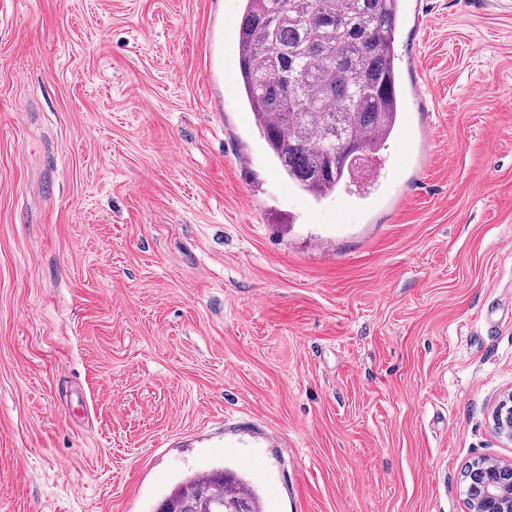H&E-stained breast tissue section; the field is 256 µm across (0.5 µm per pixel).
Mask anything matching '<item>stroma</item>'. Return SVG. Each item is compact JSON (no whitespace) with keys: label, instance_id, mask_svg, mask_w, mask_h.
Wrapping results in <instances>:
<instances>
[{"label":"stroma","instance_id":"stroma-1","mask_svg":"<svg viewBox=\"0 0 512 512\" xmlns=\"http://www.w3.org/2000/svg\"><path fill=\"white\" fill-rule=\"evenodd\" d=\"M416 5L385 179L316 201L221 47L242 0H0V512L218 465L274 512H466L512 458V0ZM493 429L499 438L512 442V393L496 405L493 411Z\"/></svg>","mask_w":512,"mask_h":512}]
</instances>
